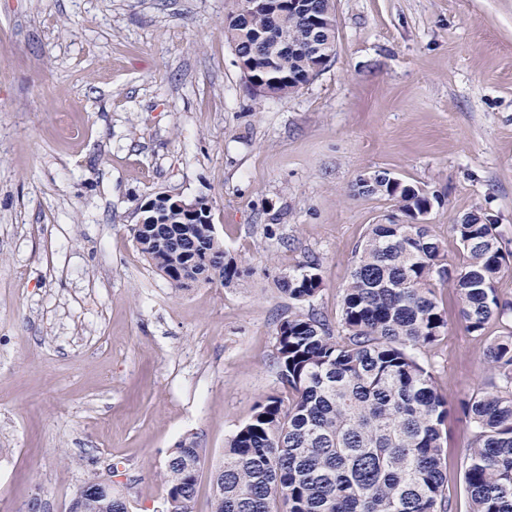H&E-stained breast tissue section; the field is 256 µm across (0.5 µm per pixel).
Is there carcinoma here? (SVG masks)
Wrapping results in <instances>:
<instances>
[{
    "instance_id": "1",
    "label": "carcinoma",
    "mask_w": 512,
    "mask_h": 512,
    "mask_svg": "<svg viewBox=\"0 0 512 512\" xmlns=\"http://www.w3.org/2000/svg\"><path fill=\"white\" fill-rule=\"evenodd\" d=\"M244 13L224 20V35L239 61L253 63L247 80L255 92L286 97L310 83L318 61L301 51L311 38V18L325 20L334 54V0H309V15L287 11L274 18L253 0ZM283 31L288 42L274 47L259 35ZM354 189L393 201L399 224H373L354 250V269L344 289L339 321L331 328L312 302L322 289L319 262L298 264L280 281L292 307L275 330L273 360L289 394L256 402L251 418L227 440L224 462L213 472V512H447L442 426L448 402L433 372L417 352L438 344L448 318L436 288L450 283L466 328L480 334L502 314L497 284L506 254L492 224L470 214L450 231L463 261L448 265L440 241L421 223L437 197L375 172ZM144 221L166 224L187 235L197 250L224 257L207 281L228 286L243 270L208 224L162 205ZM141 255L165 273L176 289L190 287L192 257H183L172 236L133 235ZM489 370L512 385V329L484 352ZM464 400L461 409L474 434L465 454L464 482L470 512H512V389L496 383ZM206 450L185 438L163 469L168 512H194L198 473ZM78 512H128L123 494L101 493L78 503Z\"/></svg>"
}]
</instances>
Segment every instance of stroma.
Returning <instances> with one entry per match:
<instances>
[{"mask_svg":"<svg viewBox=\"0 0 512 512\" xmlns=\"http://www.w3.org/2000/svg\"><path fill=\"white\" fill-rule=\"evenodd\" d=\"M336 48L297 93L256 97L224 36L234 0H0V512H68L111 480L131 512H161L164 463L197 436L210 471L262 397L280 392L279 279L317 257L313 302L336 323L353 249L393 214L355 194L385 171L450 227L493 224L512 302V0H335ZM211 207L243 268L231 286L177 291L132 228L157 194ZM448 331L421 359L454 411L443 467L469 512L472 432L456 407L484 390L482 353L512 325L468 332L451 285Z\"/></svg>","mask_w":512,"mask_h":512,"instance_id":"obj_1","label":"stroma"}]
</instances>
